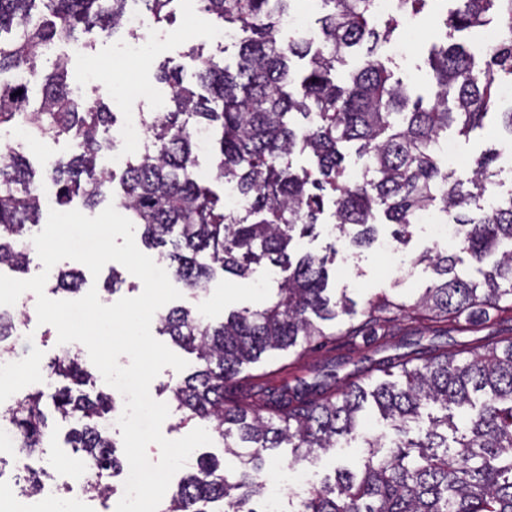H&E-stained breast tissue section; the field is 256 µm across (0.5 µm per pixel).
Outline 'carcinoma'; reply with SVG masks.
Instances as JSON below:
<instances>
[{
    "label": "carcinoma",
    "mask_w": 512,
    "mask_h": 512,
    "mask_svg": "<svg viewBox=\"0 0 512 512\" xmlns=\"http://www.w3.org/2000/svg\"><path fill=\"white\" fill-rule=\"evenodd\" d=\"M127 2L0 0V131L26 123L33 143L72 141V158L48 172L61 204L75 195L93 207L112 186L115 174L98 167L97 157L113 115L103 103L72 94L64 62L49 69L40 62L58 41L93 29L107 36L124 30ZM142 2L154 23L168 19L172 0ZM196 2L241 35L239 60L233 69L205 61L196 90L176 71L161 75L172 95L146 123L150 144L122 172L119 199L146 244L171 246L168 269L194 298L219 271L248 278L266 261L286 276L269 306L233 311L217 325L182 305L159 318L160 333L197 360L170 387L179 424L206 429L242 461L229 478L217 456L200 455L169 494L166 512H216L217 503L225 512H266L263 471L275 449L286 444L298 460L356 439L369 449L359 472L340 471L334 482L310 486L291 512H512V195L484 199L499 175L497 154L475 159L461 179L438 150L441 133L453 127L467 137L491 116L512 135V108L497 111L499 82L512 79V0H453L444 20L449 31L494 24L500 39L478 71L460 44L433 50L427 100L413 96L379 53L396 25H378L374 0H320L318 29L296 35L281 24L295 0ZM429 2L397 0L396 13L415 16ZM362 47V66L338 82L336 65ZM294 59L306 61L297 83ZM201 130L215 147L214 180L236 184L249 208L217 210L212 191L193 177ZM343 143L357 145L362 177L345 178ZM304 153L315 159L316 172L293 168V157ZM36 188L24 153L0 159V267H28L24 239L43 211ZM326 191L335 228L357 246L375 241L380 215L403 244L416 216L437 210L451 219L462 251L496 260L478 269L480 279L464 280L455 273L457 257L429 250L417 262L432 266L438 281L412 302L369 301L363 320L341 331L350 345L361 339L397 350L364 370L387 380L367 388L354 373L341 377L345 358L333 356L309 378L255 382L239 396L243 365L272 350L321 348L334 339L322 322L349 312L346 296L326 294L325 258L293 246L294 232L302 237L318 224ZM56 281L77 292L82 273L61 269ZM425 321L436 323L435 338L470 333L477 324L491 332L460 348L424 345ZM16 324L0 312V355L12 351L5 337ZM45 371L50 384L1 411L0 422L12 428L20 451L32 453L51 437L43 410L51 400L62 419L77 421L65 444L93 477L89 491L104 496L106 478L123 467L102 427L116 398L82 390L96 377L76 353ZM370 401L395 437L361 428Z\"/></svg>",
    "instance_id": "cac0c4a2"
}]
</instances>
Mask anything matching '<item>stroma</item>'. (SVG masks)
<instances>
[{
  "mask_svg": "<svg viewBox=\"0 0 512 512\" xmlns=\"http://www.w3.org/2000/svg\"><path fill=\"white\" fill-rule=\"evenodd\" d=\"M168 22L151 26V34L164 35L162 46L138 63H128L119 54L120 40L104 37L98 32L85 34L86 53L102 67V77L92 82L86 77L82 61L69 60V80L79 89L82 97L97 99L111 105L115 127H122L130 119L143 118L155 111L157 103L166 102L171 95L170 86L161 81L164 70L181 73L187 86H195V73L201 59L212 57L217 61L234 63L238 46L235 42L213 44L208 36L215 28L214 18L197 13L193 23H186L181 0H173ZM445 31L429 13H422L411 22L410 37L399 42L395 71L413 94L428 95L430 92L427 64L432 44L443 41ZM454 145L453 159L457 163L455 176L467 173V165L488 149L500 152V174L486 191L487 198H505L512 194V135L500 126L489 125L474 132L470 137L449 133ZM330 214H323L313 234L304 238L303 248L320 257H326L328 291L333 295H346L353 304L354 312H361L366 301L379 293L406 300L412 299L431 286L436 276L430 267L418 263L417 258L431 247H439L458 256L457 274L465 279L474 277L476 261L459 250L456 239L437 238L432 226L415 223L409 229L405 245L385 251L378 246L354 247L339 237L331 225ZM276 287L267 277L264 267L241 279L226 273L215 276L206 286L200 299L181 298V305L195 307L212 323L223 322L229 311L242 308L260 309L268 305ZM83 290H96L100 301L112 304L124 297L138 296L143 285L124 266H104L99 276L83 275ZM27 321L32 327L28 336L18 337L15 342L17 357L31 364L46 365L53 361L59 350L57 331L49 324H38L34 306H27ZM49 425L56 437L50 448L32 455H20L0 463V480L25 479L30 472L47 470L54 486L59 489L60 499H67L66 485L80 482L81 472L77 458L64 443L68 426L56 415H49Z\"/></svg>",
  "mask_w": 512,
  "mask_h": 512,
  "instance_id": "1",
  "label": "stroma"
}]
</instances>
